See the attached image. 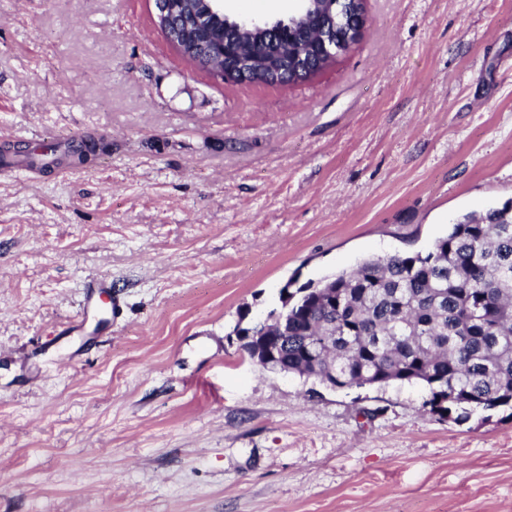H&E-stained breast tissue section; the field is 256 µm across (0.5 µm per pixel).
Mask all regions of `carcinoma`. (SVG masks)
I'll list each match as a JSON object with an SVG mask.
<instances>
[{
	"label": "carcinoma",
	"mask_w": 512,
	"mask_h": 512,
	"mask_svg": "<svg viewBox=\"0 0 512 512\" xmlns=\"http://www.w3.org/2000/svg\"><path fill=\"white\" fill-rule=\"evenodd\" d=\"M297 47L287 23L277 54ZM282 292L286 316L268 313L263 344L289 373L421 384L430 411L458 422L512 410V202L466 216L424 254L373 256Z\"/></svg>",
	"instance_id": "carcinoma-1"
}]
</instances>
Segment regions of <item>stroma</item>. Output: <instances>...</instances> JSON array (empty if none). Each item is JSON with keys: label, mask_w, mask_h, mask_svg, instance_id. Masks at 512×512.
I'll return each mask as SVG.
<instances>
[{"label": "stroma", "mask_w": 512, "mask_h": 512, "mask_svg": "<svg viewBox=\"0 0 512 512\" xmlns=\"http://www.w3.org/2000/svg\"><path fill=\"white\" fill-rule=\"evenodd\" d=\"M303 82L227 83L154 0H0V512H512V419L273 374L280 290L512 201V0H366ZM112 304L66 335L84 282Z\"/></svg>", "instance_id": "1"}]
</instances>
